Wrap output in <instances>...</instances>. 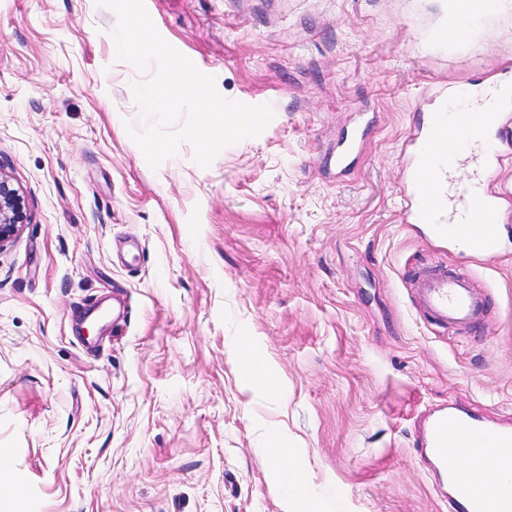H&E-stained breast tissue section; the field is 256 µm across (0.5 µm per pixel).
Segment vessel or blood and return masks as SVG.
<instances>
[{
	"instance_id": "obj_1",
	"label": "vessel or blood",
	"mask_w": 512,
	"mask_h": 512,
	"mask_svg": "<svg viewBox=\"0 0 512 512\" xmlns=\"http://www.w3.org/2000/svg\"><path fill=\"white\" fill-rule=\"evenodd\" d=\"M475 100L468 89L440 95L410 128L399 187L401 219L426 225L449 248L464 242L471 253L491 257L503 246L499 225L512 202V190L498 184L506 156L503 130L512 115L504 109L489 112L481 125H473L467 108ZM372 126V120H364L343 137L336 149L338 175L350 172ZM453 137L466 141L472 157L447 151ZM410 287L433 323L445 329L476 326L488 303L469 278L443 268H419ZM418 445L417 455L436 476L448 512H478L496 471L449 469L448 454L499 460L512 455V432L496 430L479 415L451 405L425 418Z\"/></svg>"
}]
</instances>
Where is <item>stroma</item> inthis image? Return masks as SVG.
I'll use <instances>...</instances> for the list:
<instances>
[{
	"instance_id": "35a3bbf8",
	"label": "stroma",
	"mask_w": 512,
	"mask_h": 512,
	"mask_svg": "<svg viewBox=\"0 0 512 512\" xmlns=\"http://www.w3.org/2000/svg\"><path fill=\"white\" fill-rule=\"evenodd\" d=\"M145 6L222 96L274 118L209 167L184 144L151 168L116 14L0 0V172L28 216L0 251V512H285L288 472L315 512H448L420 421L455 403L512 424V213L498 258L442 249L401 222V146L428 89L512 63V10L450 48L444 0ZM360 110L375 123L340 177ZM434 265L488 289L476 330L412 305Z\"/></svg>"
}]
</instances>
